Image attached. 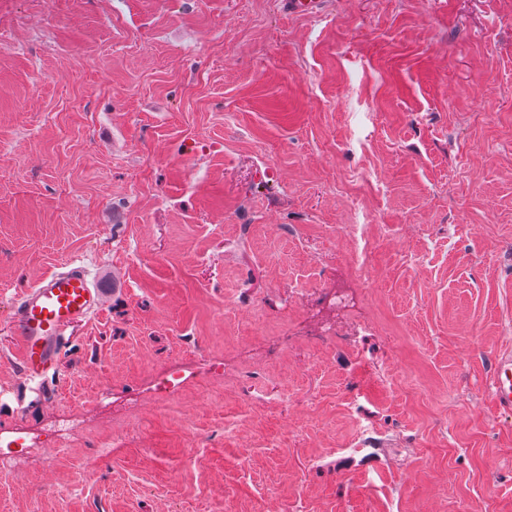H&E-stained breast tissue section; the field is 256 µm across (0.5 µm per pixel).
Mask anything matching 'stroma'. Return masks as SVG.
<instances>
[{
    "label": "stroma",
    "instance_id": "stroma-1",
    "mask_svg": "<svg viewBox=\"0 0 512 512\" xmlns=\"http://www.w3.org/2000/svg\"><path fill=\"white\" fill-rule=\"evenodd\" d=\"M508 348L512 0H0V512H512ZM70 265V266H69ZM27 289L11 315L22 373L30 378L56 364L59 344L68 329L88 319L99 299L84 267L68 264ZM492 397L500 409H512V354H499L490 382Z\"/></svg>",
    "mask_w": 512,
    "mask_h": 512
}]
</instances>
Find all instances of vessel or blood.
I'll list each match as a JSON object with an SVG mask.
<instances>
[{"label": "vessel or blood", "instance_id": "1", "mask_svg": "<svg viewBox=\"0 0 512 512\" xmlns=\"http://www.w3.org/2000/svg\"><path fill=\"white\" fill-rule=\"evenodd\" d=\"M99 303L84 267L71 265L27 289L11 315L22 373L30 378L52 367L59 344L68 329L88 319ZM492 397L500 409H512V354H499L490 382Z\"/></svg>", "mask_w": 512, "mask_h": 512}]
</instances>
